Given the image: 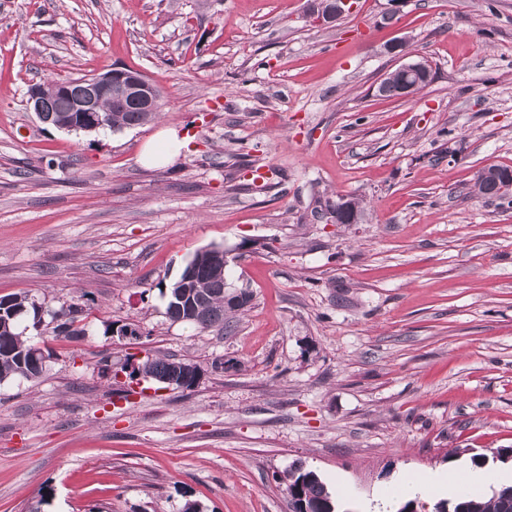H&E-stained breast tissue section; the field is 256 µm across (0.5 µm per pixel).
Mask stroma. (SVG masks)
Returning <instances> with one entry per match:
<instances>
[{"mask_svg": "<svg viewBox=\"0 0 512 512\" xmlns=\"http://www.w3.org/2000/svg\"><path fill=\"white\" fill-rule=\"evenodd\" d=\"M404 57L433 81L378 96ZM113 67L159 89L154 122L74 133L26 107L32 82ZM166 128L179 153L142 166ZM493 165L512 168V0H356L325 26L307 0H0V298L81 303L87 329L31 335L44 373L0 382V512H288L297 463L336 512H398L404 478L501 468L512 204L474 192ZM319 196L362 220H313ZM251 240L230 331L168 319L197 252ZM133 345L199 384L100 372Z\"/></svg>", "mask_w": 512, "mask_h": 512, "instance_id": "35a3bbf8", "label": "stroma"}]
</instances>
